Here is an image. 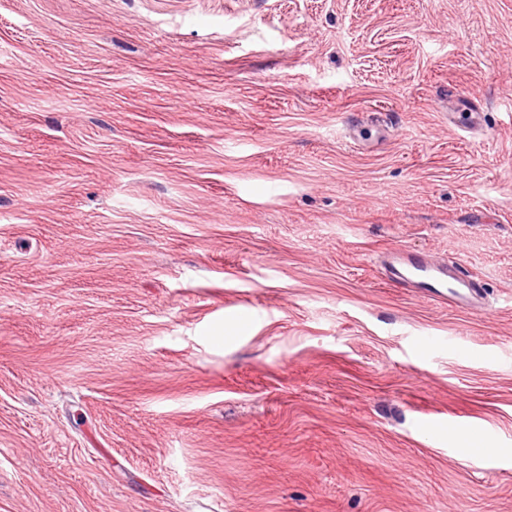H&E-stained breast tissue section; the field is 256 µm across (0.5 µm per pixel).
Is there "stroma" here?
<instances>
[{
  "mask_svg": "<svg viewBox=\"0 0 512 512\" xmlns=\"http://www.w3.org/2000/svg\"><path fill=\"white\" fill-rule=\"evenodd\" d=\"M0 512H512V0H0ZM389 282L399 288H416L435 300L468 307L480 296V283L460 269L433 261L427 254L391 252Z\"/></svg>",
  "mask_w": 512,
  "mask_h": 512,
  "instance_id": "obj_1",
  "label": "stroma"
}]
</instances>
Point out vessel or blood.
<instances>
[{
  "instance_id": "obj_1",
  "label": "vessel or blood",
  "mask_w": 512,
  "mask_h": 512,
  "mask_svg": "<svg viewBox=\"0 0 512 512\" xmlns=\"http://www.w3.org/2000/svg\"><path fill=\"white\" fill-rule=\"evenodd\" d=\"M388 278L393 286L413 288L458 307L470 306L480 295L481 285L476 279L424 253L393 254Z\"/></svg>"
}]
</instances>
